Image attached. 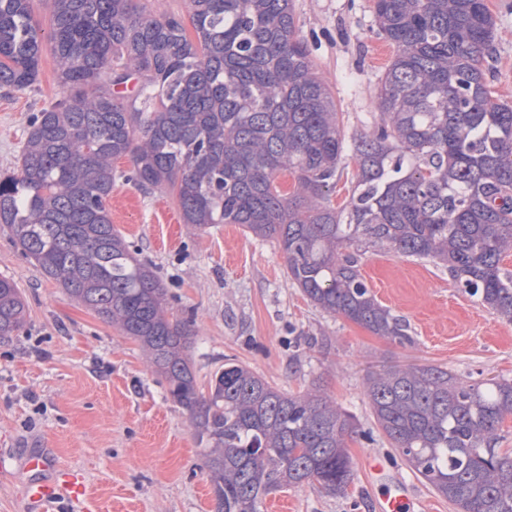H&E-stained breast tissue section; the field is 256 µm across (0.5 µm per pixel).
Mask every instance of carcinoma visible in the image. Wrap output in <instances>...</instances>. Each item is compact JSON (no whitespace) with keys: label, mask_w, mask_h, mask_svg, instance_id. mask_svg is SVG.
Returning a JSON list of instances; mask_svg holds the SVG:
<instances>
[{"label":"carcinoma","mask_w":512,"mask_h":512,"mask_svg":"<svg viewBox=\"0 0 512 512\" xmlns=\"http://www.w3.org/2000/svg\"><path fill=\"white\" fill-rule=\"evenodd\" d=\"M45 2L62 97L33 116L18 169L0 175V227L140 344L207 445L214 512H260L273 490L313 481L343 493L355 423L320 388L286 394L230 359L198 386L192 321L167 316V289L112 224V163L129 158L138 188L169 189L185 224L276 239L311 303L377 335L411 342L358 271L370 249L448 264L456 287L512 322V104L482 67L495 34L485 0H375L394 55L378 121L353 136L293 0H189L193 40L141 0ZM40 56L30 0H0V87H32ZM346 157L356 172L336 208ZM24 313L0 277V336ZM366 395L390 445L457 512H512V451L498 434L511 381L396 368L370 375Z\"/></svg>","instance_id":"cac0c4a2"}]
</instances>
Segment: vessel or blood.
<instances>
[{
	"label": "vessel or blood",
	"mask_w": 512,
	"mask_h": 512,
	"mask_svg": "<svg viewBox=\"0 0 512 512\" xmlns=\"http://www.w3.org/2000/svg\"><path fill=\"white\" fill-rule=\"evenodd\" d=\"M22 466L31 477L25 484L27 512H47L61 501H84L86 512H99V504L89 498L87 486L80 475L63 473L55 459L46 453H35L24 458ZM378 512H408V496L404 486L398 485L382 495Z\"/></svg>",
	"instance_id": "obj_1"
}]
</instances>
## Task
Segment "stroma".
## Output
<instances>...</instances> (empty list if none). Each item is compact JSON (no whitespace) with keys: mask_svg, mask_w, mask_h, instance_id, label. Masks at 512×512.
<instances>
[{"mask_svg":"<svg viewBox=\"0 0 512 512\" xmlns=\"http://www.w3.org/2000/svg\"><path fill=\"white\" fill-rule=\"evenodd\" d=\"M487 6L496 31L483 65L494 91L512 102V0ZM30 7L43 36L40 75L22 92L0 88V172L16 168L31 116L61 96L51 13L44 0ZM294 10L302 34L315 37L318 71L346 134L371 131L379 80L393 58L376 35L374 0H294ZM113 167L112 222L164 282L171 314L193 319L199 385L233 358L285 393L320 386L354 418L346 491L288 486L267 496L261 512H376L397 480L409 491L410 512H455L391 448L371 413L366 378L433 366L463 379L512 381V322L455 288L441 264L369 251L358 270L412 340L376 335L314 306L288 279L275 239L236 224L191 228L172 193L125 181L128 158ZM1 276L20 288L27 313L19 331L0 337V512H23L19 461L41 448L57 449L60 466L82 475L100 512H212L197 432L138 342L71 297L2 229ZM373 458L384 461L383 476L370 473Z\"/></svg>","mask_w":512,"mask_h":512,"instance_id":"1","label":"stroma"}]
</instances>
